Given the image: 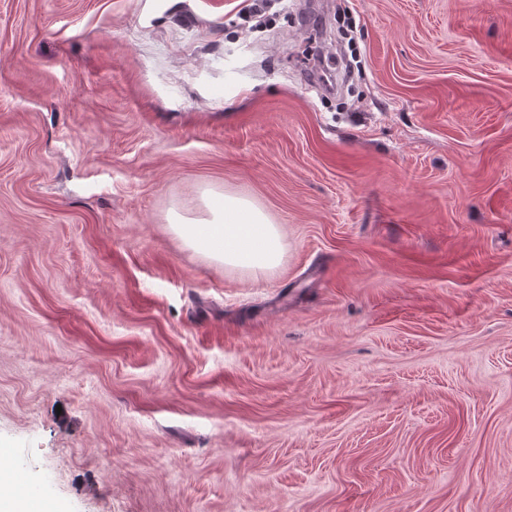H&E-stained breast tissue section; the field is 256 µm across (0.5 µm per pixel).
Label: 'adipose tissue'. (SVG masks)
<instances>
[{"instance_id": "obj_1", "label": "adipose tissue", "mask_w": 512, "mask_h": 512, "mask_svg": "<svg viewBox=\"0 0 512 512\" xmlns=\"http://www.w3.org/2000/svg\"><path fill=\"white\" fill-rule=\"evenodd\" d=\"M206 207L204 219L172 217V229L189 247L214 262L253 273H266L281 264L282 229L262 210L227 194L209 197Z\"/></svg>"}]
</instances>
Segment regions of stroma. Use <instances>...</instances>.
Here are the masks:
<instances>
[{"label":"stroma","mask_w":512,"mask_h":512,"mask_svg":"<svg viewBox=\"0 0 512 512\" xmlns=\"http://www.w3.org/2000/svg\"><path fill=\"white\" fill-rule=\"evenodd\" d=\"M210 192L277 269L172 232ZM0 465L54 512H512V0H0ZM206 207L209 218L172 216V229L189 247L224 267L253 273H267L281 264L282 229L262 210L225 193L209 197Z\"/></svg>","instance_id":"35a3bbf8"}]
</instances>
